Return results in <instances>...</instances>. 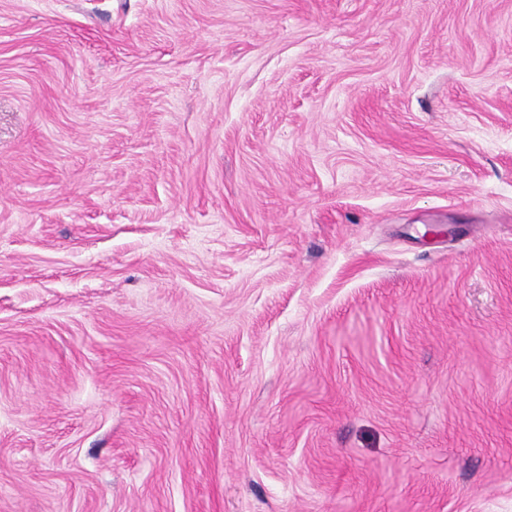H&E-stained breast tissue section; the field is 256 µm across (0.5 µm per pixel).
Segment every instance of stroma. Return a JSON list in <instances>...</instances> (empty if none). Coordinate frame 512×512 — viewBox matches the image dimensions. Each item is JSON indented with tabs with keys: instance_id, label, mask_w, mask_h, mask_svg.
<instances>
[{
	"instance_id": "obj_1",
	"label": "stroma",
	"mask_w": 512,
	"mask_h": 512,
	"mask_svg": "<svg viewBox=\"0 0 512 512\" xmlns=\"http://www.w3.org/2000/svg\"><path fill=\"white\" fill-rule=\"evenodd\" d=\"M0 512H512V0H0Z\"/></svg>"
}]
</instances>
